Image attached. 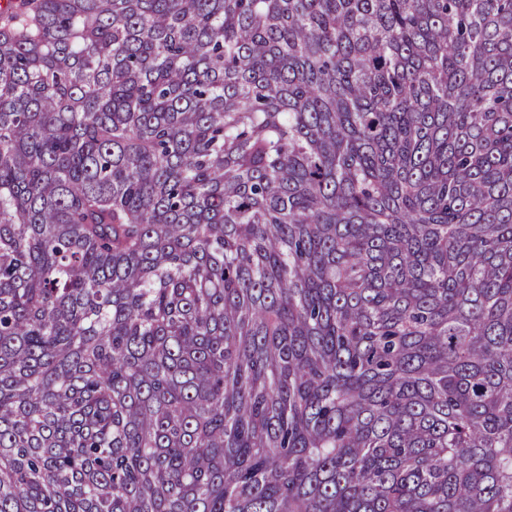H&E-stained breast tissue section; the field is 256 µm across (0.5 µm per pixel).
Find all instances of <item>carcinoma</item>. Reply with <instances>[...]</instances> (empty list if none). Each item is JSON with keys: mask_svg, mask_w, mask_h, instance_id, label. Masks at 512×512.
I'll use <instances>...</instances> for the list:
<instances>
[{"mask_svg": "<svg viewBox=\"0 0 512 512\" xmlns=\"http://www.w3.org/2000/svg\"><path fill=\"white\" fill-rule=\"evenodd\" d=\"M0 512H512V0L0 9Z\"/></svg>", "mask_w": 512, "mask_h": 512, "instance_id": "obj_1", "label": "carcinoma"}]
</instances>
